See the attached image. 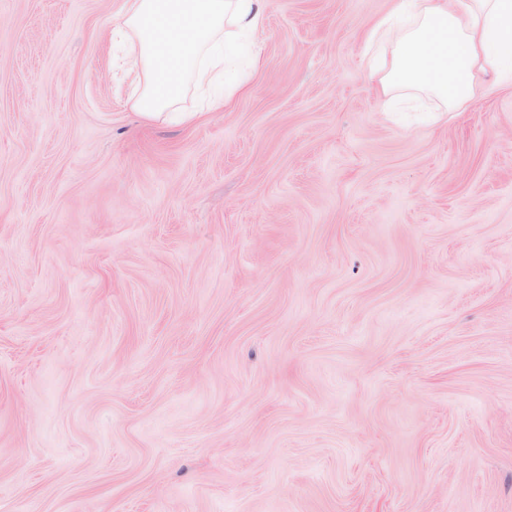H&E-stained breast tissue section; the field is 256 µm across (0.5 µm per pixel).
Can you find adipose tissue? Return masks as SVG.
Listing matches in <instances>:
<instances>
[{
  "mask_svg": "<svg viewBox=\"0 0 512 512\" xmlns=\"http://www.w3.org/2000/svg\"><path fill=\"white\" fill-rule=\"evenodd\" d=\"M266 0H124L109 35L123 51L129 99L145 119L189 124L224 109L248 85L244 48L263 28ZM389 49L385 102L438 101L469 110L488 88L512 89V0H393L365 36ZM195 86L203 108L182 106Z\"/></svg>",
  "mask_w": 512,
  "mask_h": 512,
  "instance_id": "1",
  "label": "adipose tissue"
}]
</instances>
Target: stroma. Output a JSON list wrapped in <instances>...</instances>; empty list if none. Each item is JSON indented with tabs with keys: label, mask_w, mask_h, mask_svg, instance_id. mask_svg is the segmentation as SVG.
<instances>
[{
	"label": "stroma",
	"mask_w": 512,
	"mask_h": 512,
	"mask_svg": "<svg viewBox=\"0 0 512 512\" xmlns=\"http://www.w3.org/2000/svg\"><path fill=\"white\" fill-rule=\"evenodd\" d=\"M123 0H0V512H512V93L388 112L392 0H267L144 122Z\"/></svg>",
	"instance_id": "stroma-1"
}]
</instances>
